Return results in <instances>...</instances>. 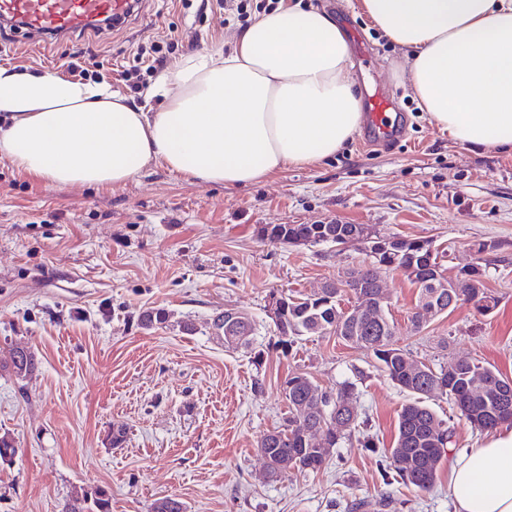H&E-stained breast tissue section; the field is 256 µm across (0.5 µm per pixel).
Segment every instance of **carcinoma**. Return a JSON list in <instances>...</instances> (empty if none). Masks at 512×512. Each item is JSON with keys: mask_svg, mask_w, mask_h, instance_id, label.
Instances as JSON below:
<instances>
[{"mask_svg": "<svg viewBox=\"0 0 512 512\" xmlns=\"http://www.w3.org/2000/svg\"><path fill=\"white\" fill-rule=\"evenodd\" d=\"M256 234L270 243L293 244L311 237L312 225L282 224L278 228L264 225L256 229ZM374 259L390 270L412 266L418 269L413 280L418 285V306L422 308L431 303L433 289L427 282L439 273L440 264L438 252L430 242L404 238L376 252ZM349 275L354 280L346 285L352 286L353 295L376 293L368 273L351 270ZM484 276L485 269L478 264L465 273L464 279L471 285L462 292H456L453 282H448V298L453 300L451 307H456L460 301L473 300L479 313L491 312L498 300L483 288ZM339 297L338 288L320 297L287 295L284 322L276 327L278 343L290 346L296 338L307 334H333L348 345L371 353L389 379L411 395V400L399 413L396 438L388 449L389 468L407 484L428 492L435 485L448 445L452 444V431L426 404V399L440 394L448 396L459 416L472 429L483 433L512 421V394L505 396L485 389L482 383L491 380L507 384L512 380L489 367L466 360L446 362L435 368L424 363L420 373L409 375L406 373L409 357L395 347L398 328L389 319L388 307H383L381 322L370 324L355 320L350 311L339 309ZM353 390L351 383L335 392L326 390L306 374H297L285 381L288 416L280 427L265 434L259 444L273 476L289 468L302 473L323 467L330 453L310 443L306 432L319 424L332 425L335 406ZM306 400L320 406L316 414H298L296 405ZM67 512H112V499L100 490L95 492L90 504H73Z\"/></svg>", "mask_w": 512, "mask_h": 512, "instance_id": "cac0c4a2", "label": "carcinoma"}]
</instances>
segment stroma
<instances>
[{
  "label": "stroma",
  "instance_id": "1",
  "mask_svg": "<svg viewBox=\"0 0 512 512\" xmlns=\"http://www.w3.org/2000/svg\"><path fill=\"white\" fill-rule=\"evenodd\" d=\"M333 14L370 49L354 61L357 94L381 87L403 120L388 148L353 136L331 158L288 167L239 186L191 182L164 165L106 187L57 186L0 157V360L29 348L39 367L19 380L0 370V512H65L97 489L112 512H150L179 498L186 512H455L448 471L419 492L394 478L384 451L394 442L407 392L372 354L335 335L278 347L266 311L271 292H306L368 258L359 246L291 245L257 238L263 224L341 220L426 240L449 252L448 275L474 261L498 299L489 314L462 304L420 332L410 319L417 290L382 272L397 347L428 365L473 360L512 378V150L465 148L428 120L396 68L401 50L360 10V0H300ZM216 0H145L120 28L45 46L15 35L0 67L67 76L88 62L144 111L161 106L126 71L151 41H170L167 60L228 49L241 31ZM251 316V352L212 332L225 307ZM164 322L146 328L143 311ZM354 385L356 428L317 471L271 476L258 444L288 414L285 381ZM126 431L113 445L114 429ZM373 437L376 451L363 446Z\"/></svg>",
  "mask_w": 512,
  "mask_h": 512
}]
</instances>
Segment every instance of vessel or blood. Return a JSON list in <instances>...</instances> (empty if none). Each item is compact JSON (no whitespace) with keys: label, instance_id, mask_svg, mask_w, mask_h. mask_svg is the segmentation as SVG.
<instances>
[{"label":"vessel or blood","instance_id":"b4317fda","mask_svg":"<svg viewBox=\"0 0 512 512\" xmlns=\"http://www.w3.org/2000/svg\"><path fill=\"white\" fill-rule=\"evenodd\" d=\"M136 0H0V21L22 31L32 44L61 43L85 33H103L123 25L137 10ZM394 105L381 88L363 99V136L381 143L395 139Z\"/></svg>","mask_w":512,"mask_h":512}]
</instances>
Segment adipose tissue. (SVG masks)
Listing matches in <instances>:
<instances>
[{
	"instance_id": "obj_1",
	"label": "adipose tissue",
	"mask_w": 512,
	"mask_h": 512,
	"mask_svg": "<svg viewBox=\"0 0 512 512\" xmlns=\"http://www.w3.org/2000/svg\"><path fill=\"white\" fill-rule=\"evenodd\" d=\"M396 45L431 124L468 148L512 149V0H360ZM225 52L165 69L147 113L110 85L0 67V156L57 185L126 183L153 163L191 181L248 184L324 161L362 114L334 16L293 0ZM456 512H512V427L450 466Z\"/></svg>"
}]
</instances>
